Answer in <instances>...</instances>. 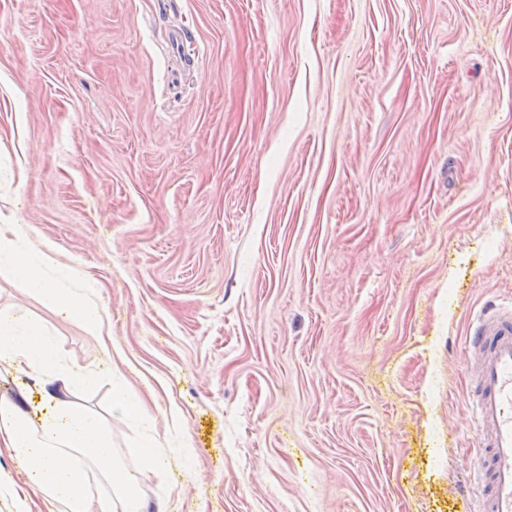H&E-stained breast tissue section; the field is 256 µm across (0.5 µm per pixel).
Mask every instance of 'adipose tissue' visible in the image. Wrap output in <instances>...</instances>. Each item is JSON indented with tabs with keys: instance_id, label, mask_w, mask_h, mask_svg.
<instances>
[{
	"instance_id": "1",
	"label": "adipose tissue",
	"mask_w": 512,
	"mask_h": 512,
	"mask_svg": "<svg viewBox=\"0 0 512 512\" xmlns=\"http://www.w3.org/2000/svg\"><path fill=\"white\" fill-rule=\"evenodd\" d=\"M23 280L46 298L57 314L91 335H101L104 310L84 288L66 287L71 270L48 263L30 245L26 225L0 227V275ZM0 361L40 379L49 408L32 420L12 401H0V443L26 463L29 484L59 512H145L141 487L165 462L155 446L151 417L141 400L123 386L112 388V408L142 431V439L128 448L140 466L129 470L112 450L107 426L70 399V388L89 389L96 373L69 365L49 330L36 318L0 308ZM104 481L109 495L94 497V482Z\"/></svg>"
}]
</instances>
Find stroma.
I'll use <instances>...</instances> for the list:
<instances>
[{
  "label": "stroma",
  "instance_id": "35a3bbf8",
  "mask_svg": "<svg viewBox=\"0 0 512 512\" xmlns=\"http://www.w3.org/2000/svg\"><path fill=\"white\" fill-rule=\"evenodd\" d=\"M182 36L173 47L174 36ZM73 266L147 512H473L464 337L512 301V0H0V225ZM0 366V399L40 404ZM0 512H50L0 446Z\"/></svg>",
  "mask_w": 512,
  "mask_h": 512
}]
</instances>
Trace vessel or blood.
Here are the masks:
<instances>
[{"mask_svg": "<svg viewBox=\"0 0 512 512\" xmlns=\"http://www.w3.org/2000/svg\"><path fill=\"white\" fill-rule=\"evenodd\" d=\"M464 350L475 367L477 512H512V304L490 303L470 325Z\"/></svg>", "mask_w": 512, "mask_h": 512, "instance_id": "1", "label": "vessel or blood"}]
</instances>
